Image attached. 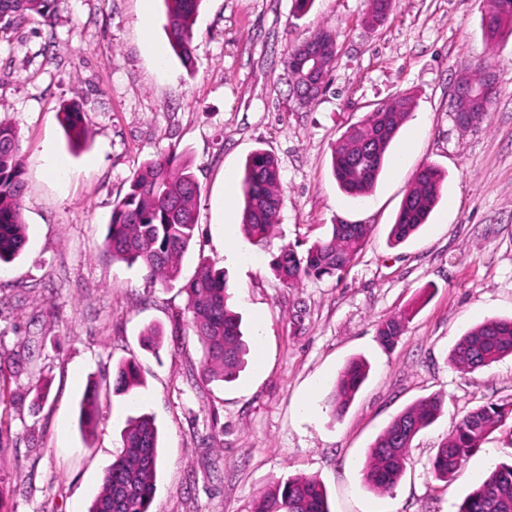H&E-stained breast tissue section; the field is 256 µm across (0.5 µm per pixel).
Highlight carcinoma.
<instances>
[{
    "mask_svg": "<svg viewBox=\"0 0 512 512\" xmlns=\"http://www.w3.org/2000/svg\"><path fill=\"white\" fill-rule=\"evenodd\" d=\"M203 0H166L167 31L175 54L189 63L193 57V30ZM393 10V0H370L365 23L379 24ZM495 25L484 32L490 42L512 33V0H490ZM49 14V0H0V32L25 14ZM330 47L326 72L336 64L335 32L324 29L311 36ZM412 112L410 98L398 97L387 109L367 113L350 126L332 148L333 175L340 188L353 197L374 188L399 129ZM62 125L75 142L86 139L84 115L76 106L65 108ZM23 158L14 127L0 121V264L12 262L26 240L23 222ZM445 175L432 166L420 168L403 197L390 241L397 245L426 223L442 195ZM200 185L188 161L176 151L143 163L132 175L128 191L114 200L104 248L112 257L137 264L150 279L173 282L196 228ZM283 196L274 156L254 151L246 160L242 179L241 228L253 244L271 254L270 268L286 288L304 279L341 276L364 249L370 225L339 222L328 235L299 252L292 246L272 249ZM184 313L202 349L198 377L203 383L232 382L246 367L248 346L241 321L229 304L224 270L201 260L194 277L182 287ZM405 317L379 321V341L390 347L402 335ZM512 355V318L488 319L472 327L455 345L452 363L465 371L488 368ZM368 365L351 361L339 374L332 400L341 414L367 378ZM141 385L134 360L120 365L113 390L128 393ZM99 389L91 387L80 403V425L92 429L99 412ZM441 410L435 397L408 407L385 428L370 451L366 484L379 491L393 489L408 459L416 435L432 424ZM512 419V403L489 402L466 412L443 441L430 462L432 477L441 482L457 471L474 449L495 429ZM159 465L158 431L147 414L130 418L121 432V448L105 469L101 491L88 512H151ZM253 512H330L324 487L314 478L294 475L278 478L256 498ZM458 512H512V463L498 465L462 501Z\"/></svg>",
    "mask_w": 512,
    "mask_h": 512,
    "instance_id": "cac0c4a2",
    "label": "carcinoma"
}]
</instances>
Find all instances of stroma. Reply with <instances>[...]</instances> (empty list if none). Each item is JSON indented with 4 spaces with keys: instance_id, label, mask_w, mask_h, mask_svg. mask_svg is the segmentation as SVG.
<instances>
[{
    "instance_id": "1",
    "label": "stroma",
    "mask_w": 512,
    "mask_h": 512,
    "mask_svg": "<svg viewBox=\"0 0 512 512\" xmlns=\"http://www.w3.org/2000/svg\"><path fill=\"white\" fill-rule=\"evenodd\" d=\"M488 0H395L380 26L368 0H204L194 57L167 35L164 0H52L0 34V120L25 163L26 245L0 266V512H88L128 418L147 413L161 464L152 512H250L280 477L317 479L331 512H457L484 474L512 461V420L493 431L448 482L429 463L463 414L512 402V357L466 373L450 353L472 326L512 317V36L489 44ZM335 31L338 60L325 92L294 104L287 46ZM493 59L489 119L460 130L449 91L461 70ZM413 111L375 189L343 193L331 148L366 113L399 96ZM80 103L89 135L74 144L59 120ZM277 160L283 205L277 244L307 249L331 224H368L370 238L341 279L283 287L268 253L240 227V181L256 149ZM201 186L197 227L172 284L147 279L104 246L112 202L133 172L170 150ZM55 155L61 168L48 163ZM447 179L427 224L399 245L390 227L415 172ZM206 259L228 275L249 364L232 383H201V350L178 328L182 282ZM407 315L394 348L378 322ZM163 331L157 349L143 333ZM370 365L342 415L332 396L352 358ZM136 360L142 384L115 394L111 378ZM47 385L38 396L36 382ZM100 385L92 433L79 403ZM443 412L418 433L403 476L386 493L363 471L371 446L415 402Z\"/></svg>"
}]
</instances>
